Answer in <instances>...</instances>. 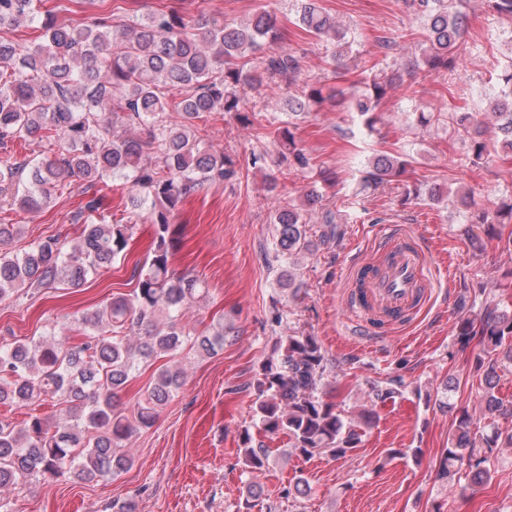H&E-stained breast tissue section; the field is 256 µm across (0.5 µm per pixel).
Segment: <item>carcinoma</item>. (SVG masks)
Wrapping results in <instances>:
<instances>
[{
  "label": "carcinoma",
  "mask_w": 512,
  "mask_h": 512,
  "mask_svg": "<svg viewBox=\"0 0 512 512\" xmlns=\"http://www.w3.org/2000/svg\"><path fill=\"white\" fill-rule=\"evenodd\" d=\"M42 0H0V145L11 141H46L57 151L43 158L0 160V199L25 211L48 206L56 192L75 179L110 187L120 180L130 186L126 209L149 213L154 228L152 257L135 269L137 288L117 295L76 321L87 340L74 343L51 332L29 342L0 346V404L28 406L55 402L64 412L62 423L50 426L35 414L19 425L0 419V512H13L1 492L32 478L70 475L91 481L115 476L132 465L121 452L141 427L150 426L159 410L183 385V373L162 364L144 401L131 415L117 409L116 398L144 365H152L189 348L200 357L224 349V328L192 336L179 317L204 293L201 282L177 274L170 258L177 241L174 212L184 197L203 185L237 177L229 154L215 155L202 147L195 121L213 113L234 114L252 123L250 100L267 90L283 88L302 71L301 58L286 50L256 57L266 44L279 41L276 19L257 11L239 25L224 23L206 10L193 23L174 8L145 17L127 16L114 23V14L88 24L74 25L49 10ZM470 0H417L425 17L421 53L380 67H370L362 93L305 85L286 101L290 120L268 135L285 149L282 158L305 170L311 158L296 141V120L327 103L340 112H355L369 131L380 121L378 110L397 84L417 70L448 73L464 50ZM492 15L512 18V0H482ZM306 32L334 45L329 63L353 59L352 43L322 0H301L297 14ZM35 27L37 39L22 42L9 37L20 28ZM505 86L484 118L465 112L413 113L420 126L448 124L469 139L473 164L490 151L484 135L496 130L498 143L512 151V59L499 75ZM182 121L173 124L168 113ZM156 145V156L147 148ZM412 160L385 151L369 159L368 181L375 187L401 181ZM319 196L308 194L301 205L279 208L272 216L273 242L269 265L280 269L277 285L293 291L295 267L312 253L306 222L308 208ZM460 202L469 212L467 223L486 224L488 213L468 197ZM134 225L119 219L111 224L84 222L79 240L65 247L59 239L40 241L22 254L0 251V300L41 288L67 285L80 288L88 278L123 256ZM139 336L137 344L129 342ZM464 345L477 341V360L484 367L482 400L489 422H475L466 409L458 411L448 447L443 449L439 478L456 482L466 477V491L492 479L493 450L512 446V432H503L495 418L512 416V405L495 395L498 369L512 366V313L487 310L456 324ZM330 365L322 345L310 334L292 331L280 337L273 355L260 367L254 382L253 422L268 439L288 437L298 455L341 458L362 441V420L337 409L319 395ZM405 384L392 380L374 385L370 395L385 402ZM239 455L245 470L268 464L270 450L255 441L250 430L242 435ZM310 491L304 476L281 490L297 498Z\"/></svg>",
  "instance_id": "carcinoma-1"
}]
</instances>
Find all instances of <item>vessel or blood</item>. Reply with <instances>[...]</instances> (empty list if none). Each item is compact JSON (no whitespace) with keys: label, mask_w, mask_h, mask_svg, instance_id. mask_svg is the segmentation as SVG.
Masks as SVG:
<instances>
[{"label":"vessel or blood","mask_w":512,"mask_h":512,"mask_svg":"<svg viewBox=\"0 0 512 512\" xmlns=\"http://www.w3.org/2000/svg\"><path fill=\"white\" fill-rule=\"evenodd\" d=\"M382 237L381 247L359 262L363 286L346 301L362 340L370 343L383 339L420 311L438 276L419 242L391 230Z\"/></svg>","instance_id":"vessel-or-blood-1"}]
</instances>
